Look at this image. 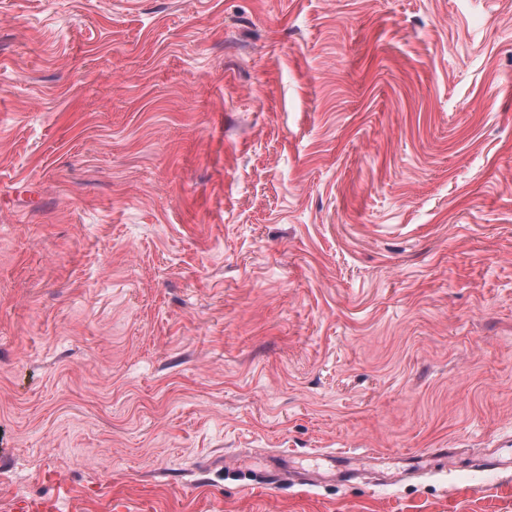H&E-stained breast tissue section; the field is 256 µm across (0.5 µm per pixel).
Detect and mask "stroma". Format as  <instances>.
<instances>
[{
	"label": "stroma",
	"instance_id": "obj_1",
	"mask_svg": "<svg viewBox=\"0 0 512 512\" xmlns=\"http://www.w3.org/2000/svg\"><path fill=\"white\" fill-rule=\"evenodd\" d=\"M494 448L512 0H0V512H512ZM288 455L272 456L266 463L263 485L272 488L277 486L282 476L289 472ZM62 493L55 497L17 496L10 505L12 512H60V504L67 501L68 492L60 487Z\"/></svg>",
	"mask_w": 512,
	"mask_h": 512
}]
</instances>
